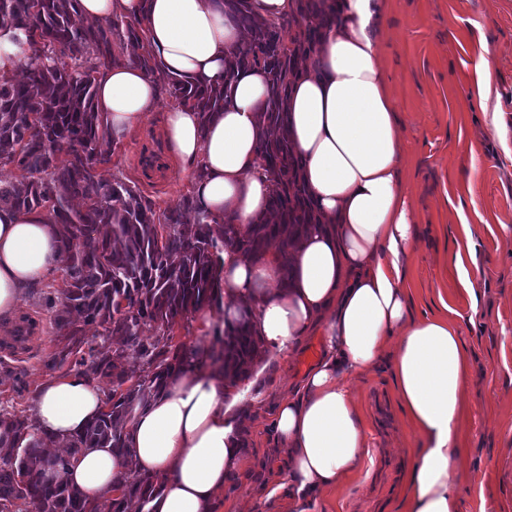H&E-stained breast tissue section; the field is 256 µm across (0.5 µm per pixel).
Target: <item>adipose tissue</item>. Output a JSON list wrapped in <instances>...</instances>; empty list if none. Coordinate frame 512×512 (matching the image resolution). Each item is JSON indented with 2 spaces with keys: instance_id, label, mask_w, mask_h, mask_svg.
<instances>
[{
  "instance_id": "ef3b65f1",
  "label": "adipose tissue",
  "mask_w": 512,
  "mask_h": 512,
  "mask_svg": "<svg viewBox=\"0 0 512 512\" xmlns=\"http://www.w3.org/2000/svg\"><path fill=\"white\" fill-rule=\"evenodd\" d=\"M388 2L333 0L335 18L289 88L291 137L323 224L301 239L286 268L272 251H224V301L230 311H248L268 352L290 354L308 336L322 338L321 354L272 416L271 440L285 452L288 477L265 496L288 499L295 512H318L322 492L343 484L366 454L367 431L342 378L383 363L419 442L401 512H462L450 465L461 453L470 362L458 326L415 316L409 303L412 213L376 32ZM77 9L84 19L141 22L160 70L177 78L223 82L224 59L242 44L217 0H77ZM267 81L263 68L239 71L230 103L210 123L182 106L163 116L169 149L203 210L239 227L263 217L272 190L256 123ZM158 103L156 78L137 64H116L98 81L95 107L115 130L135 131ZM61 263L43 211L0 208V319L11 320L22 288ZM252 387L245 374L184 366L137 411L127 427L133 461L160 483L143 512H210L230 475L248 464L233 411L247 404ZM104 401L98 384L83 377L45 380L35 393L36 424L67 442ZM126 473L113 449L90 448L65 478L101 503L117 498Z\"/></svg>"
}]
</instances>
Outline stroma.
Wrapping results in <instances>:
<instances>
[{"mask_svg":"<svg viewBox=\"0 0 512 512\" xmlns=\"http://www.w3.org/2000/svg\"><path fill=\"white\" fill-rule=\"evenodd\" d=\"M382 35L405 156L401 179L414 210L412 309L457 322L471 357L463 452L453 464L462 512H512V0H390ZM483 56L493 88L486 101L477 87ZM102 175L136 184L160 211L192 188L172 167L155 117L123 135ZM458 250L461 272L449 262ZM63 287L59 270L23 294L18 312L34 322L25 347L0 329V411L31 414L35 392L50 375L44 362L56 348L54 311L44 298ZM319 348V337L311 336L292 354L261 355L263 371L242 418L249 464L218 494L212 512H291L287 499L263 495L270 481L287 475L269 437L270 415ZM347 384L370 454L344 485L323 492L321 512H396L417 440L387 367Z\"/></svg>","mask_w":512,"mask_h":512,"instance_id":"obj_1","label":"stroma"}]
</instances>
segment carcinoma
Listing matches in <instances>:
<instances>
[{
	"label": "carcinoma",
	"mask_w": 512,
	"mask_h": 512,
	"mask_svg": "<svg viewBox=\"0 0 512 512\" xmlns=\"http://www.w3.org/2000/svg\"><path fill=\"white\" fill-rule=\"evenodd\" d=\"M248 2L224 0V14L249 33L247 45L225 58L224 84L170 78L162 88L175 104L210 122L224 111L237 71L252 65L268 71L267 103L257 124L262 165L276 185L268 210L277 222L261 219L241 235L235 225L210 217L193 194L159 214L136 185L119 177L105 182L98 172L120 143L95 108L100 71L124 57L150 73L158 69L141 27L119 17L89 25L78 15L76 0H0V31H17L12 41L22 49L17 68L24 72L21 80L0 74V165L27 172L22 180L0 183V207L45 211L56 227L66 285L61 297L46 298L55 310L60 345L47 367L69 363L77 375L110 386L105 410L61 454L47 452L55 444L39 433L34 420L0 413V512H23V505L32 512H102L64 481L71 460L86 448L110 447L129 455L127 424L158 394L175 366L206 357L224 375L236 377L261 353L262 342L240 319L225 321L219 347L207 354L174 345L170 336L177 320L220 304L227 247L258 256L276 241L287 268L300 238L320 223L306 203L286 91L332 12L325 8L327 0H296L295 15L270 24L257 19ZM146 326L159 331L149 342L141 337ZM92 327L96 336L120 343L101 350L87 336ZM130 350L143 359L136 377L126 367ZM50 462L56 478L47 483L43 473ZM128 467L113 512H123L132 501L145 504L156 490L151 477L139 474L131 462Z\"/></svg>",
	"instance_id": "cac0c4a2"
}]
</instances>
